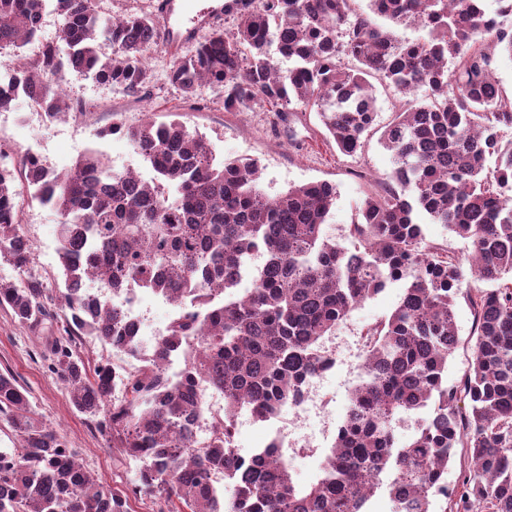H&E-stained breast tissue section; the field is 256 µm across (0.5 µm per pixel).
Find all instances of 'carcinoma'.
<instances>
[{
  "instance_id": "1",
  "label": "carcinoma",
  "mask_w": 512,
  "mask_h": 512,
  "mask_svg": "<svg viewBox=\"0 0 512 512\" xmlns=\"http://www.w3.org/2000/svg\"><path fill=\"white\" fill-rule=\"evenodd\" d=\"M498 3L492 13L485 0H369L366 11L353 0H228L233 28L174 59L169 79L186 97L205 84L224 91L230 111L313 110L346 156L363 153L374 130L372 80L403 97L380 137L395 167L363 201L349 247L325 233L332 184L271 197L256 160L217 157L178 119L129 126L117 118L98 133L128 138L151 172L147 185L96 151L48 176L42 162L21 161L30 199L58 216L62 287L0 278V307L37 328L49 317L45 301L58 299L63 324L49 337L48 369L137 471L129 493L95 486L35 417L29 392L0 373V419L14 433V447L0 448V512H131L132 495L153 499L158 512H369L380 490L395 512H512V139L501 135L512 129V97L493 77L490 54L475 48L486 41L512 61V33L498 21L512 0ZM48 8L61 23L27 57L21 49L41 37ZM381 19L421 35L402 39ZM164 44L146 12L117 21L101 17L95 0H0V80L25 61L37 78L31 101L70 72L145 94L149 54ZM14 182L0 166V257L22 270L34 252ZM425 224L444 225L468 254L425 243ZM257 254L268 258L266 271L234 292ZM124 278L178 307L149 354L109 298L73 294L78 281L108 287ZM398 281L405 294L367 330L362 378L317 482L298 488L278 447L236 452L237 416L263 421L300 402L325 365L322 338ZM461 297L477 335L468 371L450 386L444 374L459 344ZM86 339L129 366L103 360L89 370L78 353ZM177 353L184 367L174 377L167 364ZM208 388L224 392L218 418L205 415ZM431 404L410 441L396 444L394 426ZM459 447L470 465L453 496L445 475Z\"/></svg>"
}]
</instances>
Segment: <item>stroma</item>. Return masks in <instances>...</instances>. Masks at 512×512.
I'll return each instance as SVG.
<instances>
[{"label": "stroma", "mask_w": 512, "mask_h": 512, "mask_svg": "<svg viewBox=\"0 0 512 512\" xmlns=\"http://www.w3.org/2000/svg\"><path fill=\"white\" fill-rule=\"evenodd\" d=\"M209 33V28L199 29L194 40L183 44L177 54L191 53L197 41ZM174 55L164 49L152 54L149 60L152 84L144 99L133 98L121 88L83 75L70 74V91L84 107L81 118L76 120L63 118L46 123L27 99H19L15 108L0 112V140L11 148L9 167H17L22 156L31 150L41 155L49 167L63 170L95 147L106 155L115 169H136L140 166L139 157L129 142L123 138L99 139L100 128L110 125L116 117L129 124L140 123L147 115L155 122H166L171 113L177 112L189 130L199 132L210 141L219 157L258 160L262 168L261 184L269 195L307 182L334 184L336 204L325 231L337 242L348 244L349 230L359 219L361 202L368 194L383 188L393 168L392 155L381 145L380 136L400 108L399 95L385 84H376L375 128L363 154L350 157L340 154L327 138L316 112L297 109L280 117L262 106L246 112H230L224 108L222 90L207 85L198 89L194 100H186L182 90L169 79ZM20 209L22 230L40 257L55 253L56 214L25 195L20 198ZM40 257L32 262L35 274L46 284H53L57 268L43 265ZM403 292V283L389 284L337 326L334 332L339 352L336 370L319 386L320 395L330 399L320 415L328 432L313 434V456L289 455L288 466L297 487L306 488L317 481L321 464L345 417L350 395L360 381L363 349L357 343L358 336L387 320ZM455 323L462 345L448 360L446 376L452 385L460 381L472 360L468 342L475 321L465 300L457 302ZM43 350L41 333L19 325L8 310L0 308V372L13 375L29 391L37 418L57 430L69 446L77 450L80 463L96 483L107 489L128 490L134 478V464L124 459L120 449L114 448L87 416L72 407L64 384L47 370ZM272 430L285 444L311 434L303 417L285 407L270 421L250 419L237 424L235 443L241 455L248 456L262 448Z\"/></svg>", "instance_id": "stroma-1"}]
</instances>
